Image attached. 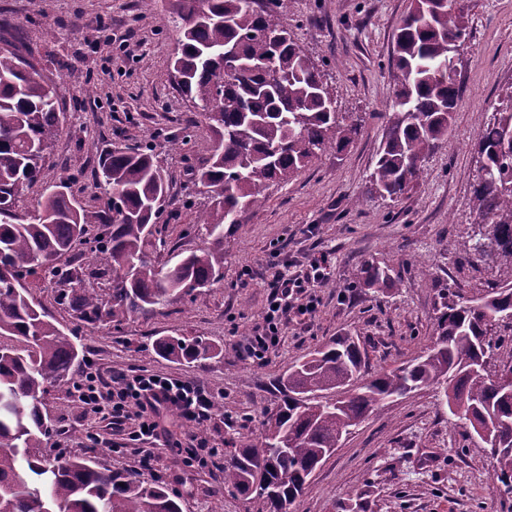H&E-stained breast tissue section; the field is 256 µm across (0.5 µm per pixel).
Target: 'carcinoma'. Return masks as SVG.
Returning <instances> with one entry per match:
<instances>
[{
    "label": "carcinoma",
    "mask_w": 512,
    "mask_h": 512,
    "mask_svg": "<svg viewBox=\"0 0 512 512\" xmlns=\"http://www.w3.org/2000/svg\"><path fill=\"white\" fill-rule=\"evenodd\" d=\"M178 19L171 69L176 90L206 112L215 142L193 179L208 195L194 223L211 239L164 268L151 255L166 250L156 219L164 211L168 175L151 149L115 146L99 163L104 207L83 205L65 178L49 180L51 137L66 120L60 89L73 66L57 61L58 80L14 49H0V512H181L168 487L133 473L111 471L91 456L50 457L52 431L44 408L48 388L69 382L81 362L74 331L57 326L31 295L26 280L56 285L57 300L84 324L120 325L162 313L221 281L224 225L266 197L319 155L341 153L360 124L336 112L326 71L295 42L280 17L292 0H170ZM470 14L465 0H411L397 28L389 62L392 96L385 136L368 178V192L395 200L423 178L424 162L448 131L461 97L448 45L464 50ZM235 51L238 74L220 83L224 50ZM477 174L471 184L474 219L464 241L482 226L495 242L492 265L504 276L480 298L441 302L431 344L405 365L369 374L357 337L345 334L288 369L279 385L283 407L269 416L258 441L240 442L224 466V488L253 502L254 512H288L312 474L342 437L393 399L423 388L444 392L449 413L490 453L493 487L512 494V377L491 371L501 340L499 320L512 314V86L477 130ZM42 184L33 215L18 201ZM101 243L100 266L64 269L61 257L88 236ZM112 280L106 301L85 280ZM398 276L368 261L343 288H388ZM155 351L184 363L218 355L200 338L160 336ZM340 393L334 402L326 400ZM37 480H32L31 475Z\"/></svg>",
    "instance_id": "cac0c4a2"
}]
</instances>
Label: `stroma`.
Returning a JSON list of instances; mask_svg holds the SVG:
<instances>
[{"label":"stroma","mask_w":512,"mask_h":512,"mask_svg":"<svg viewBox=\"0 0 512 512\" xmlns=\"http://www.w3.org/2000/svg\"><path fill=\"white\" fill-rule=\"evenodd\" d=\"M0 0V47L40 58L54 77L53 60L68 58L75 77L61 91L67 114L52 148L49 178L73 179L82 204L98 193L102 154L120 144H153L169 179L168 206L160 222L168 247L159 264L203 247L192 226L203 195L187 197L191 172L212 150L202 109L174 89L169 60L177 33L162 28L169 0L144 10L141 0ZM410 0H293L283 25L315 62L325 63L336 109L362 127L341 154L326 153L291 178L270 186L265 199L224 227V277L194 300L120 326L85 325L54 302L55 287L31 283L34 298L64 328L76 329L86 360L100 367H144L199 381L215 396V416L201 434L232 453L241 438L263 433L267 414L281 404L275 382L295 361L338 334H356L369 371L391 369L419 356L431 342L441 288L467 300L499 282L497 271L463 250L472 221L471 182L477 169L475 135L512 85V0H471L472 34L457 63L461 99L447 139L425 161V176L396 200L367 193L385 133L393 36ZM56 37L45 40L46 22ZM127 38L128 49L115 43ZM96 89L83 98L82 85ZM191 131L183 151L171 139ZM360 205H353L354 197ZM327 253L329 285L308 317L286 321L279 346L265 365L243 358L238 346L262 325L273 270L305 269L309 257ZM376 259L400 273L395 288L339 289L351 269ZM200 337L219 356L179 364L156 353L161 336ZM45 404L55 418L47 451L95 457L117 472H135L168 486L182 512H252L244 497L224 488V466L188 469L174 448L146 450L119 430L85 418L68 385L50 388ZM100 436L92 443L88 434ZM493 463L454 424L442 393L425 388L395 400L343 437L316 470L290 512H336L339 500L361 494L367 512H512V494L493 488Z\"/></svg>","instance_id":"1"}]
</instances>
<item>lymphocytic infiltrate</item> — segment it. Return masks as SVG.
I'll list each match as a JSON object with an SVG mask.
<instances>
[{
  "mask_svg": "<svg viewBox=\"0 0 512 512\" xmlns=\"http://www.w3.org/2000/svg\"><path fill=\"white\" fill-rule=\"evenodd\" d=\"M326 263V257H314L304 271L274 274L272 306L261 330L241 346L243 357L263 362L281 342L287 313L305 316L315 311ZM73 395L85 416L108 418L113 427L126 430L129 441L138 444L160 447L171 427L196 425V432L186 435L179 445L185 467L206 465L222 454L221 448L198 434L211 420L216 404L214 395L195 380L143 368L107 375L91 365L80 374Z\"/></svg>",
  "mask_w": 512,
  "mask_h": 512,
  "instance_id": "obj_1",
  "label": "lymphocytic infiltrate"
}]
</instances>
